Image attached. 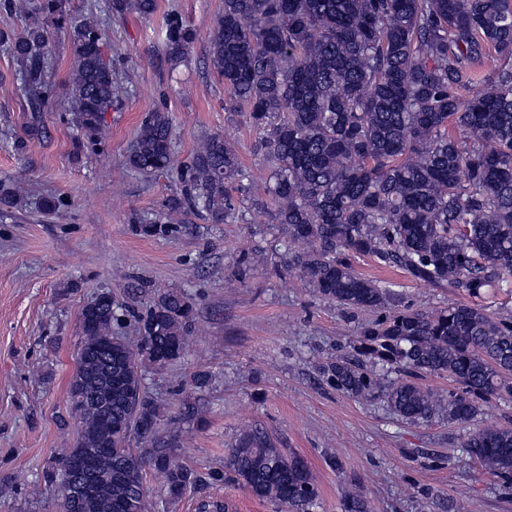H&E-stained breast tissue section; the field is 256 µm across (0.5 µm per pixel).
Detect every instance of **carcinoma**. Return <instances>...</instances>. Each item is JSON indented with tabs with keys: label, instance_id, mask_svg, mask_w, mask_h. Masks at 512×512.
<instances>
[{
	"label": "carcinoma",
	"instance_id": "obj_1",
	"mask_svg": "<svg viewBox=\"0 0 512 512\" xmlns=\"http://www.w3.org/2000/svg\"><path fill=\"white\" fill-rule=\"evenodd\" d=\"M110 12H156L157 0H110ZM32 19L24 35L0 32L16 61L14 80L29 107L25 149L40 138L56 96L50 27L69 28L74 67L68 87L76 149L99 144L105 113L126 93L104 33L73 17L66 0H0V11ZM169 61L187 57L196 33L178 14L159 31ZM209 63L224 80V109L247 112L256 151L268 163L264 196L235 205L249 179L220 135L202 140L187 166L189 188L164 204L169 222L188 208L217 222L266 212L288 244L287 267L321 299L376 317L361 325L358 363L320 367L337 392L379 395L403 420L440 416L468 423L482 407L512 399V316L456 304L429 312L399 308L394 294L355 269L371 257L414 281L479 297L512 277V0H224L209 35ZM168 113L150 112L126 164L152 174L172 164ZM122 305L99 293L82 309L81 338L67 393L77 437L44 473L52 489L78 480L68 463L79 448L97 454L96 494L58 495L56 512H156L146 471L164 478L168 501L200 478L179 460L190 407L164 414L144 369L163 370L187 353L196 304L184 292L154 294L135 315L137 339L114 331ZM448 378L439 395L421 380ZM462 453L485 474L512 484V427L478 426ZM224 470L278 512H315L319 488L300 456L264 429L241 431Z\"/></svg>",
	"mask_w": 512,
	"mask_h": 512
}]
</instances>
